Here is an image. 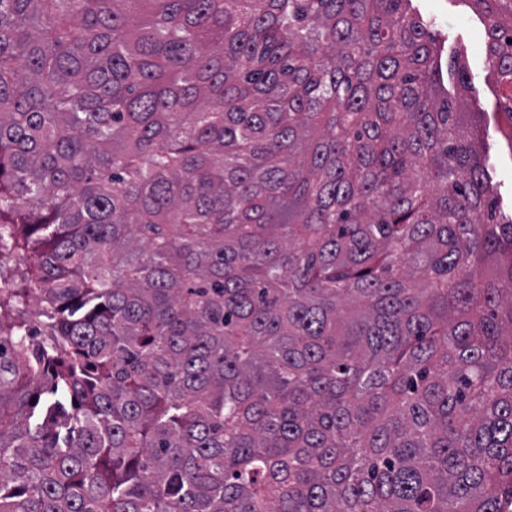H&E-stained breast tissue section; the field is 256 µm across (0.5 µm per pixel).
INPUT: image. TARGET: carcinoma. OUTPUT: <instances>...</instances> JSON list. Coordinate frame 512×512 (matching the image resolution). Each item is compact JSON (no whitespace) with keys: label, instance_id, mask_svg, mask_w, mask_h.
<instances>
[{"label":"carcinoma","instance_id":"obj_1","mask_svg":"<svg viewBox=\"0 0 512 512\" xmlns=\"http://www.w3.org/2000/svg\"><path fill=\"white\" fill-rule=\"evenodd\" d=\"M410 3L0 0V512H512V214Z\"/></svg>","mask_w":512,"mask_h":512}]
</instances>
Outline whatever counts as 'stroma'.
<instances>
[{
	"label": "stroma",
	"instance_id": "obj_1",
	"mask_svg": "<svg viewBox=\"0 0 512 512\" xmlns=\"http://www.w3.org/2000/svg\"><path fill=\"white\" fill-rule=\"evenodd\" d=\"M412 8L444 45L445 56L458 53L467 62L463 103L481 132L480 148L489 159L498 205L511 212L512 119L498 106L499 88L485 61L484 19L467 0H413Z\"/></svg>",
	"mask_w": 512,
	"mask_h": 512
}]
</instances>
